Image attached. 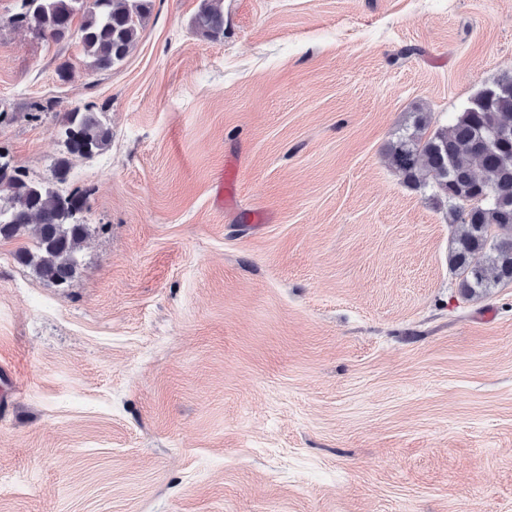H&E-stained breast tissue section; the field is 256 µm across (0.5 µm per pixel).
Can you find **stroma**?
Wrapping results in <instances>:
<instances>
[{
	"label": "stroma",
	"mask_w": 512,
	"mask_h": 512,
	"mask_svg": "<svg viewBox=\"0 0 512 512\" xmlns=\"http://www.w3.org/2000/svg\"><path fill=\"white\" fill-rule=\"evenodd\" d=\"M200 4L99 72L0 0L13 165L52 180L65 108L112 131L69 286L0 241V512H512V284L463 298L386 158L512 76V0H221L217 41ZM215 2L219 0H202L190 23L198 36L208 40H216L224 35V13Z\"/></svg>",
	"instance_id": "stroma-1"
}]
</instances>
